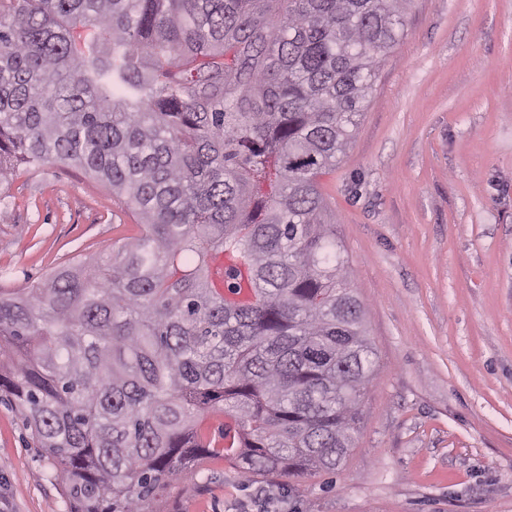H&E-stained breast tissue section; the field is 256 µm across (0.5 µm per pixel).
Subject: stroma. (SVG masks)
<instances>
[{
	"instance_id": "stroma-1",
	"label": "stroma",
	"mask_w": 512,
	"mask_h": 512,
	"mask_svg": "<svg viewBox=\"0 0 512 512\" xmlns=\"http://www.w3.org/2000/svg\"><path fill=\"white\" fill-rule=\"evenodd\" d=\"M378 354L336 472L200 461L160 512H512V0H412L355 139L320 178ZM138 219L63 162L0 191V291L104 256ZM0 512H72L0 392Z\"/></svg>"
}]
</instances>
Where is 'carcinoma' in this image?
Returning <instances> with one entry per match:
<instances>
[{
	"label": "carcinoma",
	"mask_w": 512,
	"mask_h": 512,
	"mask_svg": "<svg viewBox=\"0 0 512 512\" xmlns=\"http://www.w3.org/2000/svg\"><path fill=\"white\" fill-rule=\"evenodd\" d=\"M410 3L0 0V183L67 162L140 217L0 292V389L73 512H153L188 448L264 481L353 448L377 353L319 177Z\"/></svg>",
	"instance_id": "1"
}]
</instances>
